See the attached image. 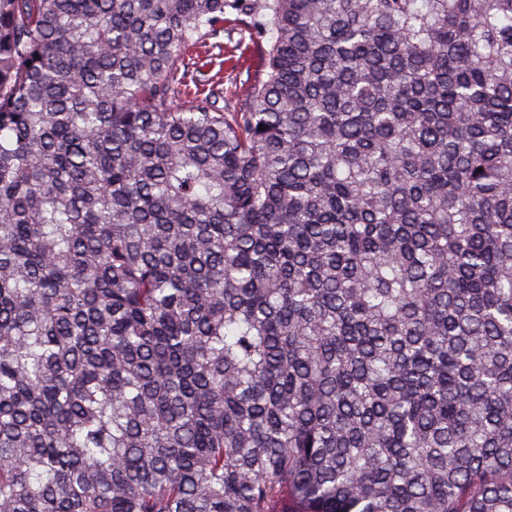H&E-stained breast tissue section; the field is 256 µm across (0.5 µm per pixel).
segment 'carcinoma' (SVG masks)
<instances>
[{
    "mask_svg": "<svg viewBox=\"0 0 512 512\" xmlns=\"http://www.w3.org/2000/svg\"><path fill=\"white\" fill-rule=\"evenodd\" d=\"M0 512H512V0H0ZM241 39L237 30H228L218 39H210L197 45L188 53L189 71L183 76L181 69L178 75L179 101L188 104L199 94L218 93L219 105L228 109L236 107L244 97L249 82L257 70V62L249 58L241 62L238 68L233 65L241 53L235 47ZM230 55H235L233 61H228Z\"/></svg>",
    "mask_w": 512,
    "mask_h": 512,
    "instance_id": "carcinoma-1",
    "label": "carcinoma"
}]
</instances>
